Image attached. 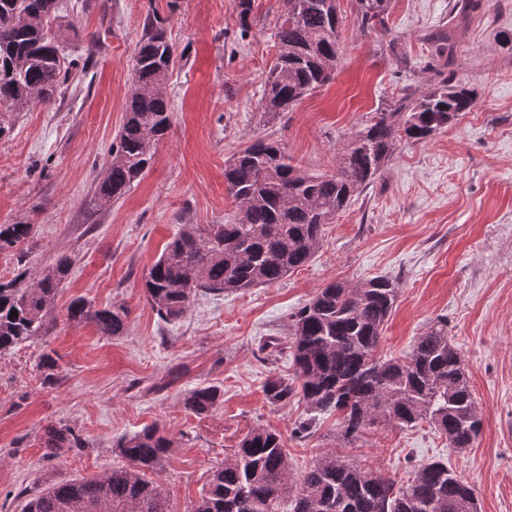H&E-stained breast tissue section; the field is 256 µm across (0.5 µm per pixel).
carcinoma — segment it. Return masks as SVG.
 <instances>
[{
    "label": "carcinoma",
    "mask_w": 512,
    "mask_h": 512,
    "mask_svg": "<svg viewBox=\"0 0 512 512\" xmlns=\"http://www.w3.org/2000/svg\"><path fill=\"white\" fill-rule=\"evenodd\" d=\"M362 30H389L392 0H353ZM481 0H459L448 30L427 37L433 84L408 89L373 113L340 152L332 174H307L292 165L276 141L256 140L225 162L224 183L234 200L232 220L200 230L193 225L169 241L143 283L148 304L167 321L181 318L191 297L278 282L318 252L324 226L370 187L391 161L396 143L424 142L448 128L474 105L477 90L453 81L456 45ZM58 0H0V110L23 112L50 105L71 77L51 23ZM337 0H282L276 37L279 54L264 79L261 108L276 115L311 91L329 84L340 62ZM177 60L165 20L146 15L134 48L132 92L110 150V162L94 200L106 206L121 198L150 169L154 145L170 126L166 83ZM32 224H0V252L27 243ZM68 261L34 276L22 272L0 281V356L51 328L49 315ZM399 288L388 277L352 285L327 284L292 319L291 378L265 379L269 401L303 399L310 419L326 411L342 415L339 440H357L378 420L414 427L422 422L452 448L473 447L482 427L461 353L443 322L418 337L403 359L377 352ZM17 315L10 316L11 311ZM128 309H95L83 300L67 308V320L93 325L101 336L124 333ZM43 382L59 379L58 358L38 362ZM220 392L196 388L184 398L196 415L212 411ZM45 447L58 454L81 442L69 427L45 430ZM174 447L156 427L118 438L113 448L126 465L93 479L54 483L28 498L24 512H169L161 486L147 472ZM294 497L293 512H478L475 489L441 461L414 469L398 487L381 473L347 462L328 449L294 485L281 435L249 432L223 465L210 474L192 512H279Z\"/></svg>",
    "instance_id": "1"
}]
</instances>
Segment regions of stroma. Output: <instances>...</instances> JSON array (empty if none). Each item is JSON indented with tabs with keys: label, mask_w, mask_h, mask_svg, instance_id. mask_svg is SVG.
Instances as JSON below:
<instances>
[{
	"label": "stroma",
	"mask_w": 512,
	"mask_h": 512,
	"mask_svg": "<svg viewBox=\"0 0 512 512\" xmlns=\"http://www.w3.org/2000/svg\"><path fill=\"white\" fill-rule=\"evenodd\" d=\"M456 0H395L388 31H364L352 0H338L341 63L328 85L276 117L261 112L263 79L278 54L279 0H252L250 26L237 0H59L60 45L77 79L53 105L0 112V224H33V239L0 253V280L69 260L51 328L0 356V512H22L27 494L99 477L122 466L113 440L155 426L175 441L151 472L170 512H190L210 474L261 427L280 434L294 479L338 446L339 413L318 415L311 434L303 400L268 401L265 378L291 377V317L327 283L389 276L400 293L384 325L381 356H407L438 322L460 350L481 413L472 448L457 451L427 424L380 421L346 460L405 484L415 465L448 464L478 492L480 512H512V0H489L457 47L454 77L474 86L470 112L423 143L399 142L374 184L324 228L319 251L282 280L235 293H200L180 319L162 320L142 283L184 225L230 220L224 162L258 139L274 140L310 173L336 168L340 149L402 89L426 87L424 33L447 27ZM167 20L177 63L167 93L171 125L154 162L110 205L94 194L131 89L133 55L148 10ZM78 297L127 307L123 335L67 322ZM56 356L61 379L37 368ZM221 390L204 415L185 394ZM71 427L81 447L48 456L47 425ZM339 447V446H338Z\"/></svg>",
	"instance_id": "35a3bbf8"
}]
</instances>
